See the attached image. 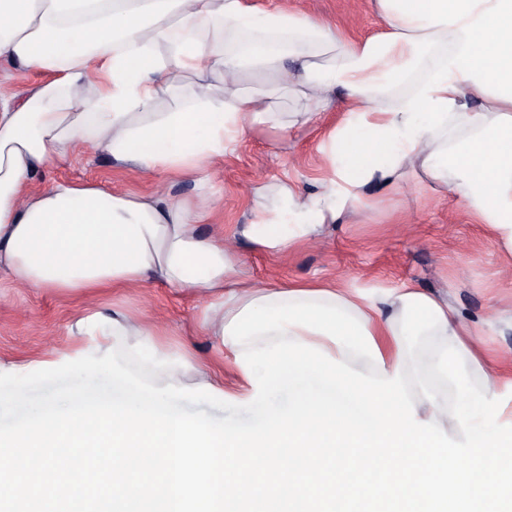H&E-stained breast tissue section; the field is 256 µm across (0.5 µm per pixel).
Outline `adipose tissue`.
<instances>
[{
	"mask_svg": "<svg viewBox=\"0 0 512 512\" xmlns=\"http://www.w3.org/2000/svg\"><path fill=\"white\" fill-rule=\"evenodd\" d=\"M374 3L382 29L355 38L322 18L283 7L256 12L242 0H0V61L52 76L23 95L0 89V271L21 287L88 301L166 284L200 300L201 336L232 356L243 348L224 329L250 302L334 297L365 324L387 375L410 373L399 363V334L402 297L416 287H257L237 248L244 239L273 254L305 245L323 225L366 213L367 188L397 187L403 170L418 167L452 187L512 251V0ZM239 34L245 42L228 49ZM280 87L303 99V125L342 103L320 146V193L280 185L251 223L202 233L212 207L172 197L169 180L204 188L203 166L220 162L245 126L280 125ZM77 144L133 165L152 190L133 197L65 181L31 193L40 169ZM434 302L446 321L436 338L464 350L481 393H500L471 326L444 298ZM75 327L103 349L121 337L170 394L223 393L210 361L171 360L157 331L125 309L106 314L89 303ZM296 338L361 373L372 365L298 326L255 345Z\"/></svg>",
	"mask_w": 512,
	"mask_h": 512,
	"instance_id": "ef3b65f1",
	"label": "adipose tissue"
}]
</instances>
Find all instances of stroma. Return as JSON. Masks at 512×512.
Instances as JSON below:
<instances>
[{
  "instance_id": "obj_1",
  "label": "stroma",
  "mask_w": 512,
  "mask_h": 512,
  "mask_svg": "<svg viewBox=\"0 0 512 512\" xmlns=\"http://www.w3.org/2000/svg\"><path fill=\"white\" fill-rule=\"evenodd\" d=\"M307 13L364 37L380 26L372 0H287ZM338 112L321 113L311 124L284 130L250 125L217 167L213 192L219 200L215 223L225 231L255 217L256 183L293 184L305 194L319 191L325 172L319 146ZM81 181L137 195L149 186L138 172L104 153L80 147L50 160L33 180L39 192L53 183ZM365 218L327 225L311 245L281 257L243 247L247 277L271 281L338 278L344 287L378 293L411 284L446 295L450 306L479 334L490 358L512 359V254L489 225L463 208L452 190L434 191L422 171L407 173L394 191H372ZM157 322L165 329L170 357L190 352L210 356L212 347L195 335L199 302L152 283L135 293H105L112 304ZM82 299L61 292H20L0 276V366L16 374L59 366L98 353V338L77 335Z\"/></svg>"
}]
</instances>
